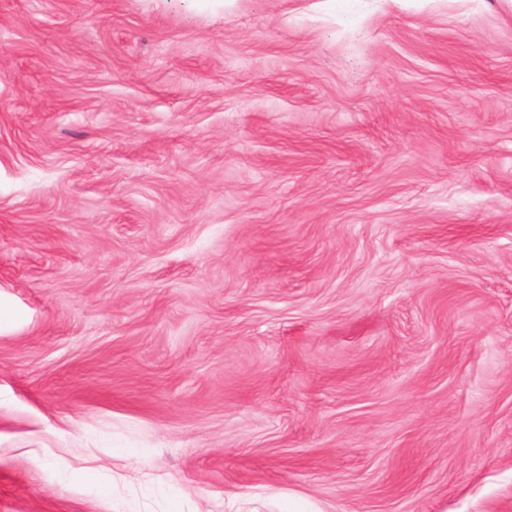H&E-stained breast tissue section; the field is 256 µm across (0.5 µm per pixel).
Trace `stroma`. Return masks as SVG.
<instances>
[{
  "mask_svg": "<svg viewBox=\"0 0 512 512\" xmlns=\"http://www.w3.org/2000/svg\"><path fill=\"white\" fill-rule=\"evenodd\" d=\"M0 512H512V6L0 0Z\"/></svg>",
  "mask_w": 512,
  "mask_h": 512,
  "instance_id": "35a3bbf8",
  "label": "stroma"
}]
</instances>
